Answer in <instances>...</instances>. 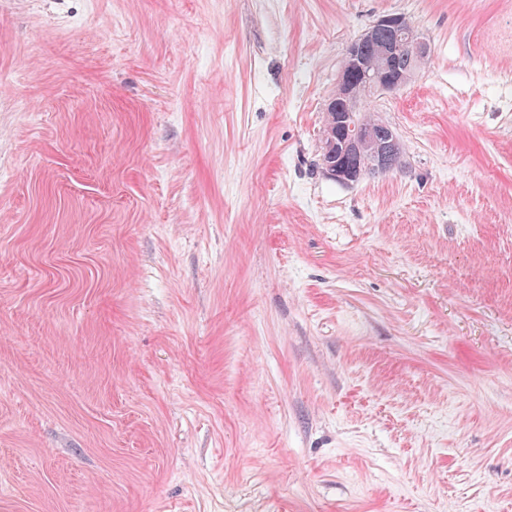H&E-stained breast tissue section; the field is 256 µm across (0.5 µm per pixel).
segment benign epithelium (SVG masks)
Here are the masks:
<instances>
[{"instance_id": "1", "label": "benign epithelium", "mask_w": 512, "mask_h": 512, "mask_svg": "<svg viewBox=\"0 0 512 512\" xmlns=\"http://www.w3.org/2000/svg\"><path fill=\"white\" fill-rule=\"evenodd\" d=\"M405 25V33L383 49V57L389 64L400 55L424 57L428 54L427 44L421 39L413 24L407 21ZM348 59L349 63L340 72L336 99L329 102L326 112L328 120L352 131L351 142L343 146L329 143L325 146L322 158L327 173L337 182L346 185L359 181L370 170L390 169L396 153L397 139L388 127L382 124L375 126L359 124L358 115L363 100V90L368 87L374 91H395L405 84V81L399 78L372 76L368 84L359 85L350 77L351 72L361 68V59L357 55V43L349 47ZM361 144L371 146L370 161L364 166H347L343 161L344 151L351 146L356 147Z\"/></svg>"}]
</instances>
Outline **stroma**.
Masks as SVG:
<instances>
[{"label":"stroma","instance_id":"1","mask_svg":"<svg viewBox=\"0 0 512 512\" xmlns=\"http://www.w3.org/2000/svg\"><path fill=\"white\" fill-rule=\"evenodd\" d=\"M0 512H512V0H0ZM394 17H399L401 21H405L407 29L404 34L394 40L395 31L393 29L380 28L375 31L371 40L366 41L371 38L376 27L388 24ZM371 27L349 47L348 59L350 62L340 72L336 101L332 99L326 108L328 121L332 120L334 123L336 122V125L352 131L350 143L340 146L330 142L329 145L325 146L322 158L327 173L333 176L337 182L346 185L358 182L369 170L386 171L390 169L396 153L397 139L388 127L379 124L381 122L375 118V115L363 110L362 119L366 124L379 125L365 126L360 124L358 115L363 100V90L369 87H371L372 92L395 91L401 88L407 82L412 81L425 64L426 57L420 60L414 57H424L428 54L427 44L421 39L413 24L403 17L385 15L379 18ZM363 41L366 42L359 46L358 53L367 66L366 70L370 69V74H372V69H382L384 67L385 61L380 55V49L383 45L392 41L384 47L382 55L388 64H392L394 59L402 55L397 61V67L406 77V81L399 78L370 76L368 84L363 86L352 80L351 72L361 68L362 60L357 55V43ZM361 144L371 146L370 161L365 166L359 164L355 167L357 161L362 163L363 156L358 157L355 150H352L346 154V161L354 167L347 166L343 161L345 155L343 152L351 146L356 148Z\"/></svg>","mask_w":512,"mask_h":512}]
</instances>
